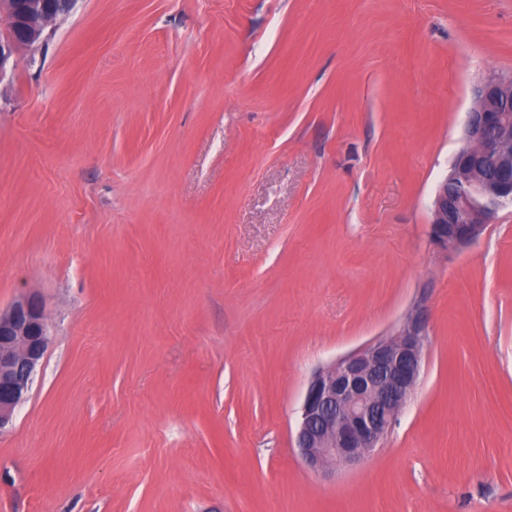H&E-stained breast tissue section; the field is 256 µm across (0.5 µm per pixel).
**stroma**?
<instances>
[{"label":"stroma","mask_w":512,"mask_h":512,"mask_svg":"<svg viewBox=\"0 0 512 512\" xmlns=\"http://www.w3.org/2000/svg\"><path fill=\"white\" fill-rule=\"evenodd\" d=\"M0 82V309L50 342L0 512H512V207L451 252L437 184L512 0H78ZM360 464L298 456L312 375L414 307Z\"/></svg>","instance_id":"35a3bbf8"}]
</instances>
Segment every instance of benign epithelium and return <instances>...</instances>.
I'll return each mask as SVG.
<instances>
[{
    "mask_svg": "<svg viewBox=\"0 0 512 512\" xmlns=\"http://www.w3.org/2000/svg\"><path fill=\"white\" fill-rule=\"evenodd\" d=\"M77 0H0V13L16 26L0 38V81L14 69L20 47L41 42L58 15ZM512 76L482 80L467 113L465 145L438 184L430 237L455 251L470 243L495 213L512 206ZM428 325L421 310L408 314L401 330L340 357L311 378L300 408L296 448L316 471L354 465L384 438L417 385ZM49 343L45 313L21 297L0 310V431L24 401Z\"/></svg>",
    "mask_w": 512,
    "mask_h": 512,
    "instance_id": "1",
    "label": "benign epithelium"
}]
</instances>
